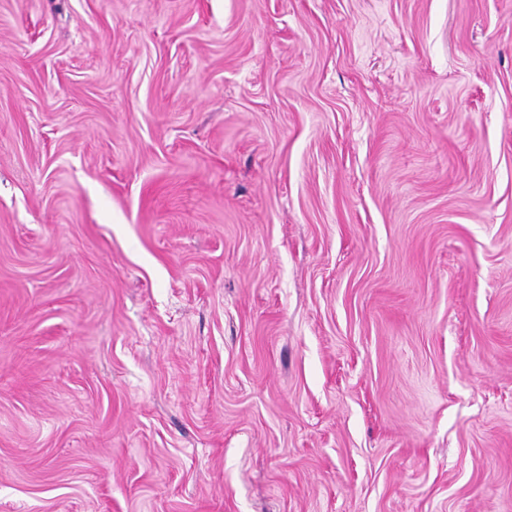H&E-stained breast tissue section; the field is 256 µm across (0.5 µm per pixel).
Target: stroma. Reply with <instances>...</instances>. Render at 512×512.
Masks as SVG:
<instances>
[{
	"mask_svg": "<svg viewBox=\"0 0 512 512\" xmlns=\"http://www.w3.org/2000/svg\"><path fill=\"white\" fill-rule=\"evenodd\" d=\"M0 512H512V0H0Z\"/></svg>",
	"mask_w": 512,
	"mask_h": 512,
	"instance_id": "1",
	"label": "stroma"
}]
</instances>
